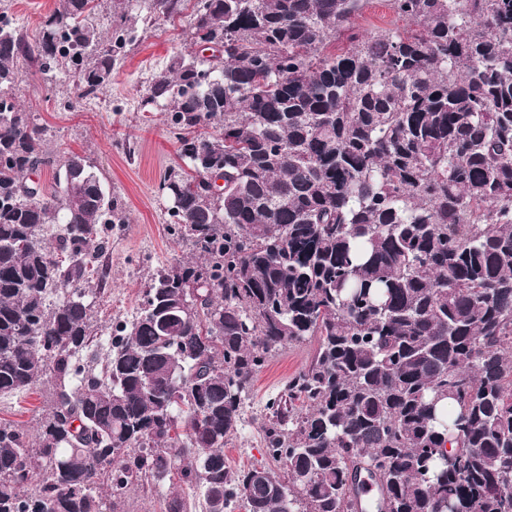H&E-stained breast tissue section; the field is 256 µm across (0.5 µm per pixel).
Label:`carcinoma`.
I'll use <instances>...</instances> for the list:
<instances>
[{
	"label": "carcinoma",
	"mask_w": 512,
	"mask_h": 512,
	"mask_svg": "<svg viewBox=\"0 0 512 512\" xmlns=\"http://www.w3.org/2000/svg\"><path fill=\"white\" fill-rule=\"evenodd\" d=\"M367 2L112 0L104 30L100 0H58L33 39L0 13V397L56 392L33 431L0 421V512H124L103 486L174 473L207 512H512V0H387L404 29L322 54ZM189 6L139 111L175 135L159 189L201 260L159 267L91 366L127 217L49 150L22 69L97 97ZM307 342L266 432L280 469L229 470L265 356Z\"/></svg>",
	"instance_id": "obj_1"
}]
</instances>
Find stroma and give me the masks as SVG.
Wrapping results in <instances>:
<instances>
[{
  "instance_id": "35a3bbf8",
  "label": "stroma",
  "mask_w": 512,
  "mask_h": 512,
  "mask_svg": "<svg viewBox=\"0 0 512 512\" xmlns=\"http://www.w3.org/2000/svg\"><path fill=\"white\" fill-rule=\"evenodd\" d=\"M184 30V25L163 22L140 30L96 107L87 106L71 84L47 83L38 66L23 70L21 101L48 126L53 148L88 157L107 189L125 205L128 222L112 234L107 286L94 310L92 328L98 334L135 314L157 268L190 256L176 239L157 191L161 175L176 158L175 139L161 115L145 117L138 110L153 72L166 65ZM313 350V344L306 343L267 357L245 401L242 429L224 450L231 470L268 464L264 429L271 423V405L285 395L289 378L305 366ZM50 392V386L40 382L28 391L0 397V418L31 429ZM172 492L184 499L187 512H206L193 486L176 476L157 487L118 490L114 496L126 512H164Z\"/></svg>"
}]
</instances>
